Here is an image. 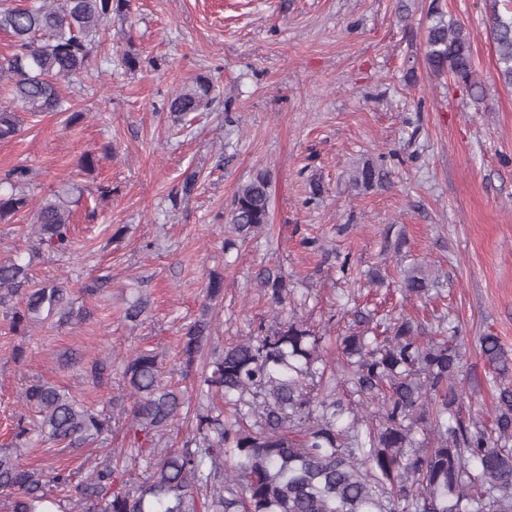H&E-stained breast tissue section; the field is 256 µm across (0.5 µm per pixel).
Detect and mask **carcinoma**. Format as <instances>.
I'll return each instance as SVG.
<instances>
[{
    "instance_id": "cac0c4a2",
    "label": "carcinoma",
    "mask_w": 512,
    "mask_h": 512,
    "mask_svg": "<svg viewBox=\"0 0 512 512\" xmlns=\"http://www.w3.org/2000/svg\"><path fill=\"white\" fill-rule=\"evenodd\" d=\"M129 0H39L22 4L0 0V31L14 39V51L0 57V79L27 112H67L57 82L83 74L93 49L106 34L112 15ZM426 34V62L468 90L474 78L470 31L440 12ZM490 35L497 74L512 88V17L492 18ZM211 86L198 79L179 89L169 110L197 112L208 103ZM19 129L16 113L0 109V140ZM387 173L366 162L351 185L382 183ZM29 168L17 165L0 177V222L25 209ZM270 184L259 172L238 187L230 224L246 241L270 220ZM82 193L64 186L41 197L32 208L35 243L29 258L42 251L65 252L71 240L72 205ZM434 278L422 265L401 272L406 298L428 295ZM259 285L274 306L291 290L278 272L267 270ZM13 324L80 319L64 281H33L31 262H0V307ZM206 305L180 339L183 375H195L196 363L209 361L199 386L219 397L229 413L215 406L197 414L196 428L180 448L150 449L153 461L128 472L114 487L119 464L106 459L72 483L64 470L24 466L16 455L0 453V493L8 512H66L52 486H74L80 512H196L207 492L213 512H512V357L498 337H480L479 350L492 369L488 383L497 393L490 423L463 419V393L456 384L464 363L460 348L447 336L446 317H438L427 340L418 325L400 316L377 332L360 325L337 337L338 357L328 365L322 351L327 336L296 316L223 349L209 348L213 322ZM106 363L85 368L92 384L102 385ZM133 447L142 452L174 426L186 402L185 392L164 382L162 364L149 351L131 355L125 367ZM346 392L350 400L338 397ZM34 421L19 417L12 443L21 446L36 432L65 447L95 442L110 419L72 393L33 381L22 392ZM377 410L358 415L354 402ZM424 439H417V435Z\"/></svg>"
}]
</instances>
